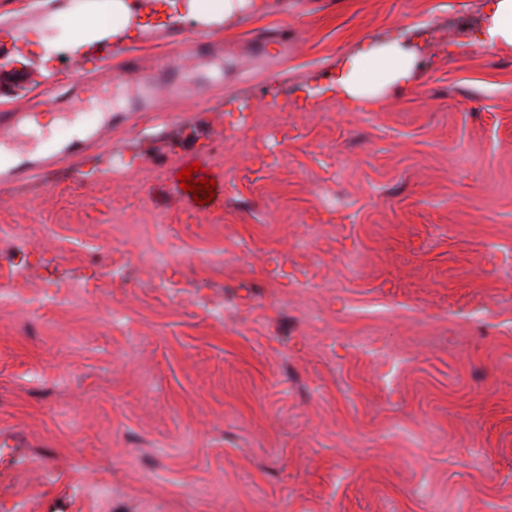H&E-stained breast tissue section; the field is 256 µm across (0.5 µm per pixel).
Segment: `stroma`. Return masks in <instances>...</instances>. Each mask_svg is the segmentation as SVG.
<instances>
[{
  "instance_id": "stroma-1",
  "label": "stroma",
  "mask_w": 512,
  "mask_h": 512,
  "mask_svg": "<svg viewBox=\"0 0 512 512\" xmlns=\"http://www.w3.org/2000/svg\"><path fill=\"white\" fill-rule=\"evenodd\" d=\"M488 0H273L221 31L224 77L177 47L137 44L145 62L100 51L121 98L69 91L70 67L43 81L35 56L0 69V112L76 114L91 129L80 166L60 162L0 185V235L34 244L41 287L26 309L0 304V502L11 512H512V48L479 38ZM71 27L33 0H0V56L12 30ZM400 41L418 70L361 110L337 98L338 69ZM288 122L280 146L271 114ZM239 147L212 160L213 147ZM279 169L249 183L266 154ZM132 160L112 170L115 155ZM208 159L223 196L179 200L173 174ZM159 170L144 182L145 166ZM141 208L112 219V196ZM171 238L152 233L155 218ZM329 240L336 281L328 326L368 336L328 355L302 319L310 296L270 256ZM204 241L229 260L163 272L179 296L106 276L98 252ZM77 286L83 300L60 302ZM223 298L232 318L201 302ZM440 336V345H422Z\"/></svg>"
}]
</instances>
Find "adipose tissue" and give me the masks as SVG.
I'll return each instance as SVG.
<instances>
[{
    "label": "adipose tissue",
    "instance_id": "adipose-tissue-1",
    "mask_svg": "<svg viewBox=\"0 0 512 512\" xmlns=\"http://www.w3.org/2000/svg\"><path fill=\"white\" fill-rule=\"evenodd\" d=\"M416 71V55L400 43L371 45L345 60L336 88L344 98L368 107L388 89L409 84Z\"/></svg>",
    "mask_w": 512,
    "mask_h": 512
}]
</instances>
